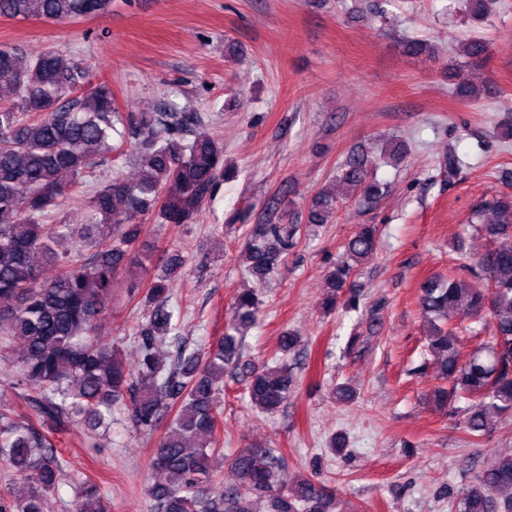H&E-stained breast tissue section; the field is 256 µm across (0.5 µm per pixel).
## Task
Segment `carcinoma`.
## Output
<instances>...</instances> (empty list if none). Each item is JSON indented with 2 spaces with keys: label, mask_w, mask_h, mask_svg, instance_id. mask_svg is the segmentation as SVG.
Returning a JSON list of instances; mask_svg holds the SVG:
<instances>
[{
  "label": "carcinoma",
  "mask_w": 512,
  "mask_h": 512,
  "mask_svg": "<svg viewBox=\"0 0 512 512\" xmlns=\"http://www.w3.org/2000/svg\"><path fill=\"white\" fill-rule=\"evenodd\" d=\"M112 0H0V16L71 21L102 16ZM488 44L472 38L464 56L482 60ZM141 173L129 180L115 173L88 200L86 224H42L40 217L74 193L98 160L121 151L126 138ZM224 175V146L203 128L195 112H121L107 82L90 85L89 70L67 54L47 50L35 59L0 45V339L18 343L12 359L20 392L31 416L18 422L0 407V461L28 486L18 497L0 490V512H47L48 496L58 491L70 462L58 449L52 427L84 422L93 431L112 426V408L126 406L135 430L152 436L167 415L168 430L150 461L156 480L148 487L152 512H328L332 493L312 478L284 485L286 461L273 448H244L233 458L239 482L215 477L224 404V367L239 362L244 338L255 325L260 301L253 288L238 290L234 318L206 352L178 343L175 310L168 305L169 279L147 280L148 311L138 329V358L126 364L114 343L98 334V317L107 309L120 267L147 270L148 253L136 244L143 217L154 211L164 224H192L217 179ZM352 192L363 198L384 194L367 162L353 158L341 170ZM336 196L319 190L310 201L307 223L328 224L336 215ZM512 198L493 197L473 212L477 230L496 241L480 262L490 287L473 290L456 276L432 277L422 288L421 308L429 323L428 351L447 387L436 401L469 402L465 430L472 437L489 432L488 415L512 413ZM298 227L284 213L251 225L244 250L247 272L261 285L295 246ZM83 235L98 248L88 262L75 260L55 278L42 282L35 264L41 256L57 262L58 239ZM377 247L371 224L351 238L327 279L326 310L336 309L361 261ZM489 310L490 333L462 358V333L479 334L448 322V312L472 318ZM177 342L167 368L160 345ZM298 337H281L279 354L252 373L247 392L259 413L276 411L295 387L284 356ZM74 512H103L100 483L87 476L75 487ZM456 512H512V450L499 453L496 466L464 490Z\"/></svg>",
  "instance_id": "carcinoma-1"
}]
</instances>
